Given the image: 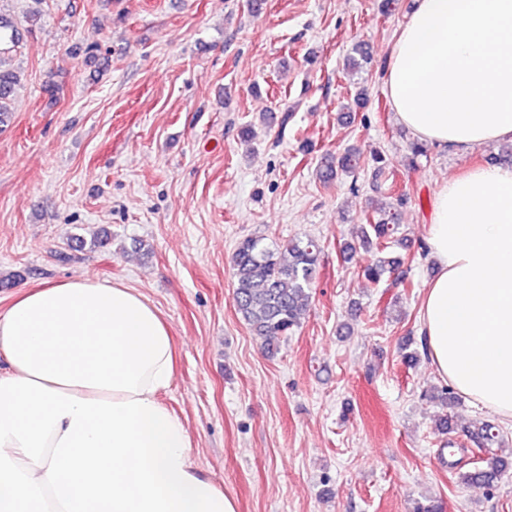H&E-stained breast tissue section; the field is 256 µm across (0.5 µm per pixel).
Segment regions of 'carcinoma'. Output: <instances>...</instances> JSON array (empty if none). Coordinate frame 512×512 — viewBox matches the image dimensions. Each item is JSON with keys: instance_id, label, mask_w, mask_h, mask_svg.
I'll use <instances>...</instances> for the list:
<instances>
[{"instance_id": "obj_1", "label": "carcinoma", "mask_w": 512, "mask_h": 512, "mask_svg": "<svg viewBox=\"0 0 512 512\" xmlns=\"http://www.w3.org/2000/svg\"><path fill=\"white\" fill-rule=\"evenodd\" d=\"M22 39L20 28L0 14V125L11 114V101L19 83L17 72L4 68V58L20 48ZM368 160L375 164V177L385 173L380 154L373 153L367 159L358 149L349 148L340 155H321L316 175L325 183L340 173L353 176ZM371 215L372 221L361 226L359 240L362 245H374L383 252L399 242V213L389 204L371 208ZM321 252V245L312 238L282 247H274L257 237H247L237 244L230 261L235 306L267 350H273L281 337L291 334L309 308ZM403 263L401 257H381L363 268L362 277L377 284ZM422 398L444 406L457 400L447 387H435L424 392ZM469 435L484 451L483 465L468 470L462 479L493 491L509 465L502 455L500 432L495 425L482 420L469 429Z\"/></svg>"}]
</instances>
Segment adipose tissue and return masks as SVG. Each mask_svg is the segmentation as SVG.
<instances>
[{
    "label": "adipose tissue",
    "mask_w": 512,
    "mask_h": 512,
    "mask_svg": "<svg viewBox=\"0 0 512 512\" xmlns=\"http://www.w3.org/2000/svg\"><path fill=\"white\" fill-rule=\"evenodd\" d=\"M401 122L466 151L512 139V0H414L385 62ZM421 308L436 374L512 420V166L435 194ZM0 512H238L162 400L176 349L136 289L79 278L0 312Z\"/></svg>",
    "instance_id": "adipose-tissue-1"
}]
</instances>
